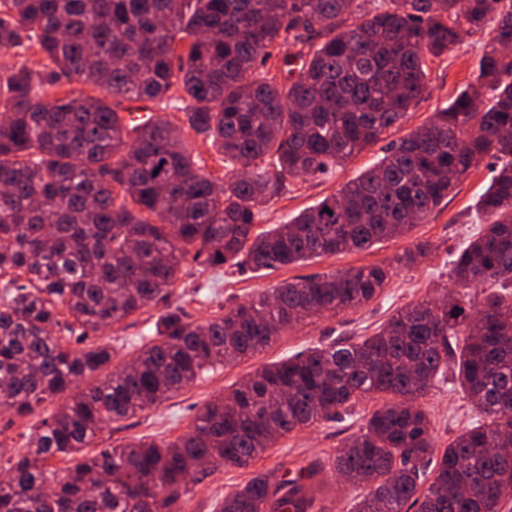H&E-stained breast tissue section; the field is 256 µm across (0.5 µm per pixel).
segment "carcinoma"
<instances>
[{
  "mask_svg": "<svg viewBox=\"0 0 512 512\" xmlns=\"http://www.w3.org/2000/svg\"><path fill=\"white\" fill-rule=\"evenodd\" d=\"M354 2L0 0V50L37 46L46 59L0 74V276H26L0 301V407L18 417L112 359L108 346L72 349L55 335L61 312L86 339L166 300L189 254L258 271L399 239L485 160L493 172L477 201L484 232L448 253L451 301L423 300L371 335L260 366L173 441L83 454L103 424L263 350L294 322L367 304L390 270L284 282L203 324L169 310L136 358L6 459L0 512H176L199 462L247 467L292 431L381 395L333 460L364 489L352 512H500L512 500V53L502 50L512 0H388L346 26ZM486 29L477 83L337 193L255 231L289 180L324 174L401 124L427 92L429 62ZM272 58L288 83L262 70ZM63 79L91 92L49 95ZM132 100L184 113L224 156V180L203 172L182 127L159 118L129 129ZM435 250L417 241L397 263ZM485 283L494 289L476 293ZM448 373L479 419L441 451L421 401ZM74 454L63 472L48 469ZM312 476L256 472L220 512H328Z\"/></svg>",
  "mask_w": 512,
  "mask_h": 512,
  "instance_id": "1",
  "label": "carcinoma"
}]
</instances>
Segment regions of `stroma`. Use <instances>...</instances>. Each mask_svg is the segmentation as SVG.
Segmentation results:
<instances>
[{
  "label": "stroma",
  "instance_id": "1",
  "mask_svg": "<svg viewBox=\"0 0 512 512\" xmlns=\"http://www.w3.org/2000/svg\"><path fill=\"white\" fill-rule=\"evenodd\" d=\"M488 39V34L480 32L467 35L453 54L434 60L428 71L427 93L409 110L401 125L387 130L376 144L353 156L343 167L315 178L291 181L287 193L262 207L257 219L258 229L286 223L326 196L337 193L341 186L382 157L390 143L426 124L434 112L447 106L458 91L474 82L478 61ZM491 178L490 168L479 166L449 194L427 223L417 225L407 237L383 241L366 250L326 255L302 264L259 271L247 267L206 268L190 260L184 261L167 301L142 309L91 336L92 344L111 347L112 367H121L148 342L156 320L167 308L179 309L185 321L203 323L224 313L230 306L249 300L257 292L285 281L373 265L392 267L393 272L388 286L366 306L299 321L261 353L207 372L161 405L105 426L95 439L96 448H109L141 436L158 441L175 440L190 430L196 414L206 402L255 368L341 336L372 332L401 307L434 297L436 290L451 287L448 251L483 231L476 202ZM417 239L434 242L436 252L420 259L414 266L397 265V256ZM66 400V395H57L43 402L34 415L24 418L0 408V457L24 453L30 432ZM374 407V401H364L354 407L352 414L291 432L253 467L222 469L201 475L189 495L182 499L179 512H218V504L225 493L245 483L254 470L276 469L290 477L308 465L322 468L316 481L330 512H349L358 491L337 479L331 461L346 439L358 432L363 417ZM425 407L434 424L437 446L441 449L475 420L469 402L445 381L431 389Z\"/></svg>",
  "mask_w": 512,
  "mask_h": 512
}]
</instances>
